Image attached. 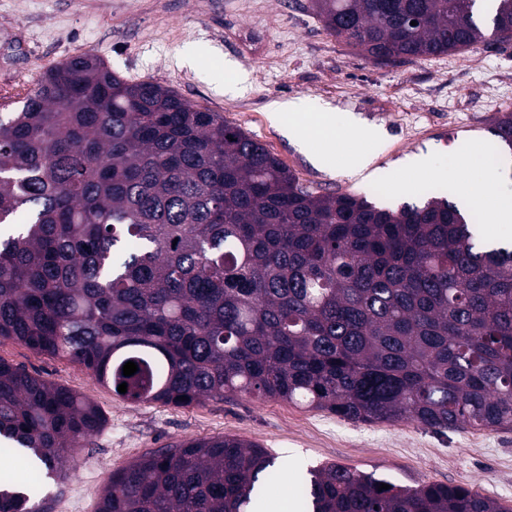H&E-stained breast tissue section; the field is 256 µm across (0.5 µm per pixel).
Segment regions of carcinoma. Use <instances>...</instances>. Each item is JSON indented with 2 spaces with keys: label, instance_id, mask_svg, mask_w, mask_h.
I'll return each mask as SVG.
<instances>
[{
  "label": "carcinoma",
  "instance_id": "cac0c4a2",
  "mask_svg": "<svg viewBox=\"0 0 512 512\" xmlns=\"http://www.w3.org/2000/svg\"><path fill=\"white\" fill-rule=\"evenodd\" d=\"M478 0H311L375 65L485 41ZM417 25H411V22ZM512 38V0H492ZM512 151V113L491 127ZM0 343L67 360L123 397L247 395L353 422L512 428V249L434 191L381 208L322 194L243 129L88 52L0 112ZM133 361L138 371L123 375ZM70 388L0 360V436L61 479L103 428ZM236 437L174 442L107 479L97 512H252L278 477ZM335 463L300 512H512L463 486L390 484ZM0 488V512H37Z\"/></svg>",
  "mask_w": 512,
  "mask_h": 512
}]
</instances>
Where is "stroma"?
<instances>
[{"label":"stroma","mask_w":512,"mask_h":512,"mask_svg":"<svg viewBox=\"0 0 512 512\" xmlns=\"http://www.w3.org/2000/svg\"><path fill=\"white\" fill-rule=\"evenodd\" d=\"M92 51L128 80L151 81L219 113L323 193L372 195L396 207L431 184L462 191L492 173L488 193L512 197V153L490 128L512 112V39L381 67L324 30L309 0H0V112L32 93L44 72ZM303 99L381 130L379 177L314 163L271 118L273 103ZM417 156L421 173L406 172ZM0 359L94 402L106 423L76 449L59 481L0 449V478L33 490L43 512L71 499L96 512L109 475L171 442L235 436L265 448L281 471L264 485L270 512H295L311 466L340 464L397 484L464 485L512 507V429L442 432L411 420L356 423L280 400L236 395L190 407L117 396L64 360L0 344Z\"/></svg>","instance_id":"1"}]
</instances>
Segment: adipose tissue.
<instances>
[{"mask_svg":"<svg viewBox=\"0 0 512 512\" xmlns=\"http://www.w3.org/2000/svg\"><path fill=\"white\" fill-rule=\"evenodd\" d=\"M275 118L284 122L289 138L316 162H323L324 155L333 142V122L326 110H314L302 100L276 104Z\"/></svg>","mask_w":512,"mask_h":512,"instance_id":"1","label":"adipose tissue"}]
</instances>
